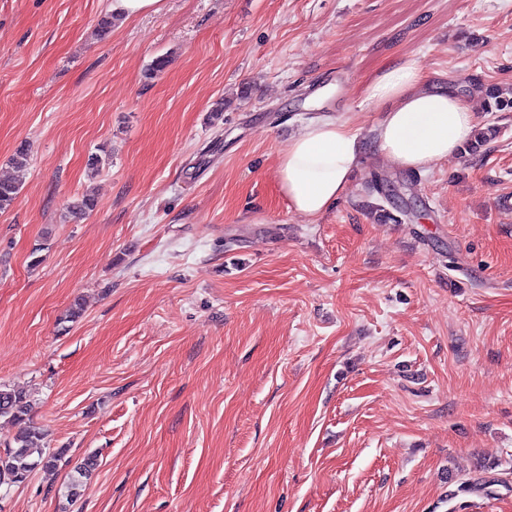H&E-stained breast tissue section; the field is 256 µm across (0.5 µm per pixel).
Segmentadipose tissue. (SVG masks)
Masks as SVG:
<instances>
[{"label": "adipose tissue", "instance_id": "ef3b65f1", "mask_svg": "<svg viewBox=\"0 0 512 512\" xmlns=\"http://www.w3.org/2000/svg\"><path fill=\"white\" fill-rule=\"evenodd\" d=\"M365 98L381 113L371 140L360 138L348 121L327 116L305 125L280 156L279 188L295 213L314 219L334 207L367 148L418 171L454 158L476 128L469 98L433 85L412 57L385 65L366 85Z\"/></svg>", "mask_w": 512, "mask_h": 512}]
</instances>
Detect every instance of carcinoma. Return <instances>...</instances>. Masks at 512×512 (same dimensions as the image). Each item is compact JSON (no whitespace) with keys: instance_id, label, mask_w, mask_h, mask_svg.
<instances>
[{"instance_id":"cac0c4a2","label":"carcinoma","mask_w":512,"mask_h":512,"mask_svg":"<svg viewBox=\"0 0 512 512\" xmlns=\"http://www.w3.org/2000/svg\"><path fill=\"white\" fill-rule=\"evenodd\" d=\"M19 187L9 177H0V211L9 208ZM32 406L27 394L18 389L0 387V419L18 426L15 446L0 453V486L25 482L38 467L54 468L61 461L64 450L56 452L44 448V433L31 417ZM97 468V458L89 456L75 470L65 487V496L75 500Z\"/></svg>"}]
</instances>
